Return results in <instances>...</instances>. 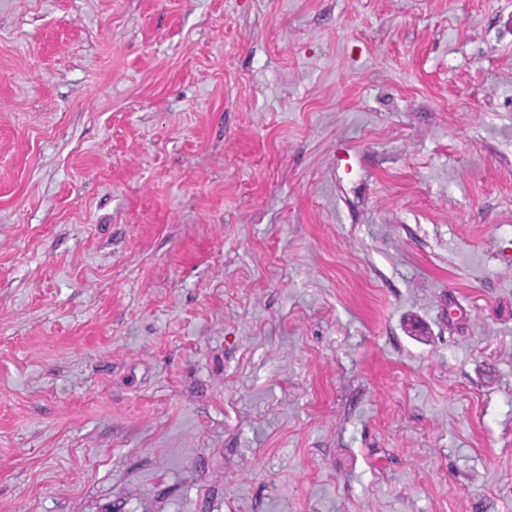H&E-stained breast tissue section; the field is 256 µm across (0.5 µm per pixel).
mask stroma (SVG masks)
I'll return each mask as SVG.
<instances>
[{"label":"stroma","instance_id":"obj_1","mask_svg":"<svg viewBox=\"0 0 512 512\" xmlns=\"http://www.w3.org/2000/svg\"><path fill=\"white\" fill-rule=\"evenodd\" d=\"M0 512H512V0H0Z\"/></svg>","mask_w":512,"mask_h":512}]
</instances>
